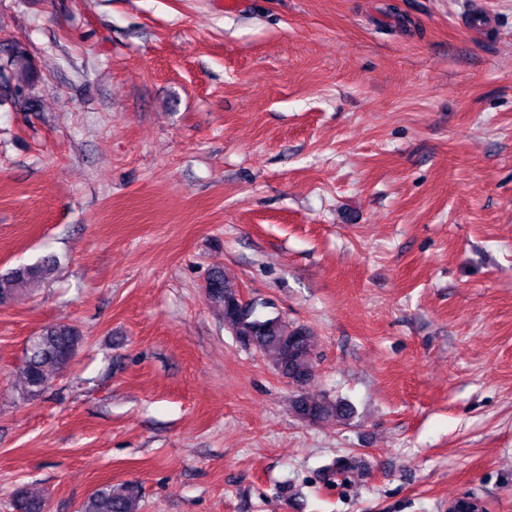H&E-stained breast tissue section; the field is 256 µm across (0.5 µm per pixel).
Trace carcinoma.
<instances>
[{"label": "carcinoma", "mask_w": 512, "mask_h": 512, "mask_svg": "<svg viewBox=\"0 0 512 512\" xmlns=\"http://www.w3.org/2000/svg\"><path fill=\"white\" fill-rule=\"evenodd\" d=\"M0 96L26 97L36 70L27 51L15 40H0ZM58 267L55 256L41 262L12 269L0 275V304L7 305L20 295L40 286ZM208 302L218 308L238 342L269 359L277 373L292 385H306L315 377L317 336L306 326L288 322L265 301L242 302L235 280L224 269H213L206 282ZM84 344V336L68 324H54L37 333L26 348L21 375L22 395L41 396L69 366ZM292 412L304 421L319 423L329 418L347 420L352 408L341 401L299 395L291 402ZM140 496L136 485L122 482L106 484L91 493L79 512H139ZM13 512H44V500L20 490L12 500Z\"/></svg>", "instance_id": "1"}]
</instances>
